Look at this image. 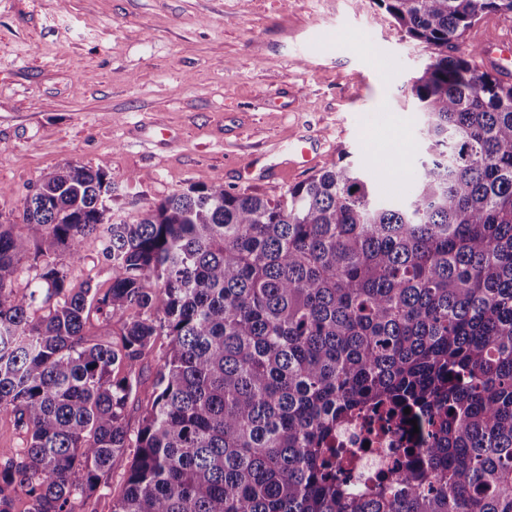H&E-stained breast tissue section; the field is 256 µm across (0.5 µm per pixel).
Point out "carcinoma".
<instances>
[{
    "label": "carcinoma",
    "instance_id": "carcinoma-1",
    "mask_svg": "<svg viewBox=\"0 0 512 512\" xmlns=\"http://www.w3.org/2000/svg\"><path fill=\"white\" fill-rule=\"evenodd\" d=\"M374 2L433 49L409 197L334 163L273 199L191 185L113 223L109 173L66 163L0 222V410L25 433L0 448V512L15 490L71 512L130 448L112 512H512V83L464 39L512 0ZM92 236L112 284L75 290ZM92 311L117 342L84 343ZM160 334L132 437L130 375ZM368 414L429 429L358 493L333 441Z\"/></svg>",
    "mask_w": 512,
    "mask_h": 512
}]
</instances>
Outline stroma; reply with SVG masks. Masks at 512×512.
Here are the masks:
<instances>
[{"label":"stroma","instance_id":"1","mask_svg":"<svg viewBox=\"0 0 512 512\" xmlns=\"http://www.w3.org/2000/svg\"><path fill=\"white\" fill-rule=\"evenodd\" d=\"M429 54L374 0H0V217L18 220L30 186L67 162L109 172L116 222L192 184L274 198L308 177L288 167L303 135L326 141L319 167L371 164L403 195ZM83 256L73 287L109 288L98 240ZM168 344L155 337L132 374L129 432Z\"/></svg>","mask_w":512,"mask_h":512}]
</instances>
